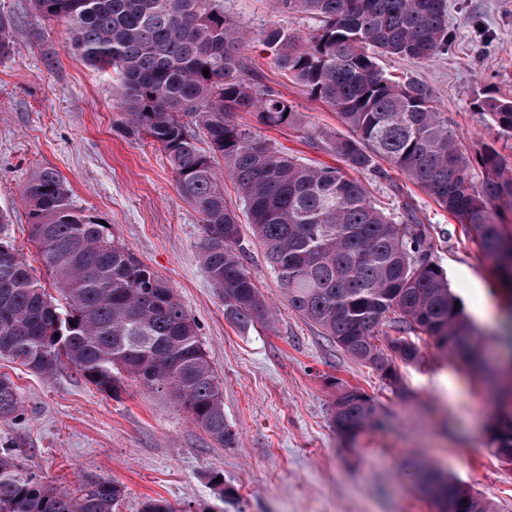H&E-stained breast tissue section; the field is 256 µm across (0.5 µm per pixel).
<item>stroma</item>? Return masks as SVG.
Returning <instances> with one entry per match:
<instances>
[{"mask_svg":"<svg viewBox=\"0 0 512 512\" xmlns=\"http://www.w3.org/2000/svg\"><path fill=\"white\" fill-rule=\"evenodd\" d=\"M224 7L251 33L245 54L253 72L303 113L312 136L268 127L253 112L238 113L237 122L279 150L337 165L329 144L350 129L283 75L262 42L269 24L304 37L313 20L288 13L279 0H224ZM0 14L13 21L16 47L0 59V212L10 217L9 237L38 265L23 192L34 171L55 170L75 204L107 222L195 320L235 433L232 444H219L172 396L129 377L107 395L71 367L48 380L0 360L22 404L19 418L0 420V448L19 449L26 471L61 490L88 479L115 482L124 491L117 512H141L150 498L168 500L176 512H435L417 483L429 467L469 487L492 512H512V464L490 448L496 403L512 376L475 378L422 335L415 339L420 361L397 364L399 383L390 385L289 309L247 227L244 263L274 319L233 324L200 262L201 225L165 153L121 129L111 71L69 51L65 26L39 17L30 0H0ZM448 31L447 52L432 61L383 57L379 64L433 91L470 158L491 146L512 164V135L500 134L479 108L489 95L512 99V0H448ZM367 187L382 205L415 210L489 355H504L512 346V290L499 286L474 236L394 167L368 177ZM344 384L372 396L382 420L351 445L331 423ZM217 473L223 485L212 482Z\"/></svg>","mask_w":512,"mask_h":512,"instance_id":"35a3bbf8","label":"stroma"}]
</instances>
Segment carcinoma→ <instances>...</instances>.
<instances>
[{
  "mask_svg": "<svg viewBox=\"0 0 512 512\" xmlns=\"http://www.w3.org/2000/svg\"><path fill=\"white\" fill-rule=\"evenodd\" d=\"M279 2L317 27L305 38L272 24L263 42L275 66L351 129L352 136L330 144L342 168L290 156L235 121L238 112H256L266 126L307 132L292 103L248 77L249 31L224 13V0H31L40 17L65 24L69 50L114 71L125 132L166 154L179 193L199 216L201 263L226 318L247 327L272 317L242 262L241 221L225 198L227 177L288 307L343 351L396 385V361L420 360L406 335L421 334L442 355L480 371L482 337L455 308L459 298L413 209L406 204L397 217L384 212L349 175L381 177V161L401 171L474 234L496 260L502 285L512 288V232L501 219V210L512 208L505 158L489 146L471 162L431 90L379 66L382 56L429 61L447 51L448 0ZM11 28L0 15V57L15 52ZM482 110L491 126L512 135V100L490 98ZM24 196L30 241L60 298L0 236V359L45 379L72 367L106 394L117 392L124 375L169 390L214 440L233 442L196 322L173 289L73 204L57 172L32 173ZM384 324L398 336L382 348ZM331 412L337 434L349 441L377 422L375 403L356 387L340 388ZM20 415L18 386L1 374L0 420ZM491 445L512 463L511 410L496 418ZM421 485L436 512H490L453 478L426 472ZM121 496L120 486L102 479L61 491L27 473L12 451H0V512H116Z\"/></svg>",
  "mask_w": 512,
  "mask_h": 512,
  "instance_id": "carcinoma-1",
  "label": "carcinoma"
}]
</instances>
